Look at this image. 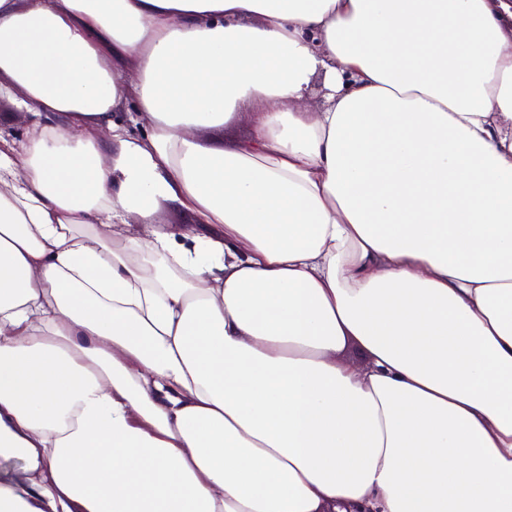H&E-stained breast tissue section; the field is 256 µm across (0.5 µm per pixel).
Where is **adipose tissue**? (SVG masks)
<instances>
[{"instance_id":"adipose-tissue-1","label":"adipose tissue","mask_w":512,"mask_h":512,"mask_svg":"<svg viewBox=\"0 0 512 512\" xmlns=\"http://www.w3.org/2000/svg\"><path fill=\"white\" fill-rule=\"evenodd\" d=\"M1 97L0 512H512V0H0ZM35 127V118L31 113L17 110L5 100L0 101V136L19 145L27 132Z\"/></svg>"}]
</instances>
